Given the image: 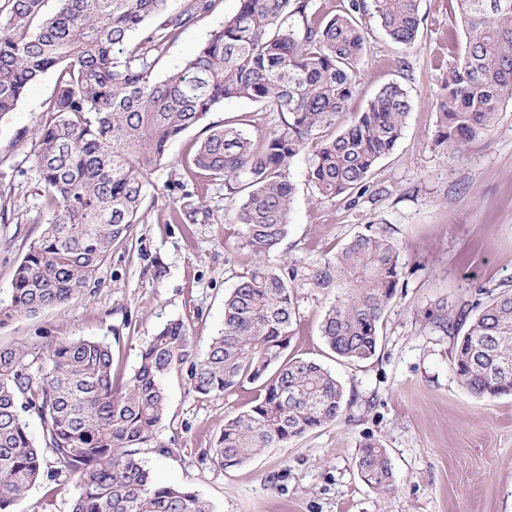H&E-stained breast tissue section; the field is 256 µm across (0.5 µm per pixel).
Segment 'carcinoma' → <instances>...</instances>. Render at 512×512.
Segmentation results:
<instances>
[{
  "label": "carcinoma",
  "mask_w": 512,
  "mask_h": 512,
  "mask_svg": "<svg viewBox=\"0 0 512 512\" xmlns=\"http://www.w3.org/2000/svg\"><path fill=\"white\" fill-rule=\"evenodd\" d=\"M59 2L48 16L44 0L0 3V112L14 110L48 70L57 87L35 130L34 165L50 218L16 268L8 303L0 302V327L61 307L87 288L112 246L131 236L152 171L218 104L246 99L284 118L259 147L240 126H211L191 160L196 170L244 179L248 193L234 221L257 257L224 298L223 330L205 354L182 319L143 345L137 368L121 380L102 341L0 347V512L62 476L76 489L69 512H210L195 492L157 484L137 457L165 414L163 380L186 367L203 395L258 385L254 404L224 420L212 449L224 469L341 415L345 393L336 377L314 360L286 356L298 290L334 295L320 335L336 357L365 362L400 288V245L379 224L331 256L279 266L266 258L288 234L296 191L289 167L299 153L311 154L318 197L333 199L367 191L370 171L396 147L411 101L394 82L347 129H331L354 94L366 51L360 19L375 15L394 42L410 45L421 0H342L331 17L313 0H238L224 25L162 78L155 69L169 45L223 0H190L176 13L168 0ZM458 7L465 42L448 67L433 135L453 158L490 136L501 106L512 101V0H458ZM453 369L479 398L512 392V292L480 305L456 343ZM30 415L40 422L39 442ZM356 465L373 490L393 489L379 442L364 444Z\"/></svg>",
  "instance_id": "1"
}]
</instances>
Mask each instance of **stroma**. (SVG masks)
I'll list each match as a JSON object with an SVG mask.
<instances>
[{"mask_svg":"<svg viewBox=\"0 0 512 512\" xmlns=\"http://www.w3.org/2000/svg\"><path fill=\"white\" fill-rule=\"evenodd\" d=\"M238 0L194 19L156 67L165 75L232 15ZM422 23L411 46L392 41L376 17L361 20L367 52L356 91L338 121L350 125L386 83L400 84L412 108L394 150L371 170L369 189L331 200L308 180L309 153L290 165L296 193L288 235L272 263L319 258L341 249L369 224H387L402 245L401 287L379 328L374 357L348 363L324 344L319 327L327 296L299 293V322L288 352L316 361L342 383L345 409L333 423L261 450L225 470L212 448L225 418L248 409L257 388L203 396L186 372L166 377V415L138 456L164 485L189 488L212 512H512V395L474 396L459 383L455 335L436 319L470 320L478 295L512 290V102L485 139L451 159L433 144L439 104L454 54L448 29L456 0H421ZM56 94V75L32 82L17 107L0 113V299H9L14 272L48 219L33 167L34 131ZM248 118L255 143L281 122L279 113L244 99L225 101L203 125L185 132L151 174L144 219L127 242L112 248L86 290L60 308L0 327V345L26 346L57 338L96 339L112 346L116 377H128L141 346L168 321L189 323L199 348L224 326V297L252 268L234 216L247 191L220 177L190 176L206 127ZM174 184L172 195L162 192ZM191 207L177 218L174 207ZM379 441L391 462L395 489L381 497L361 479L356 456ZM74 488L61 478L32 487L13 512H69Z\"/></svg>","mask_w":512,"mask_h":512,"instance_id":"35a3bbf8","label":"stroma"}]
</instances>
